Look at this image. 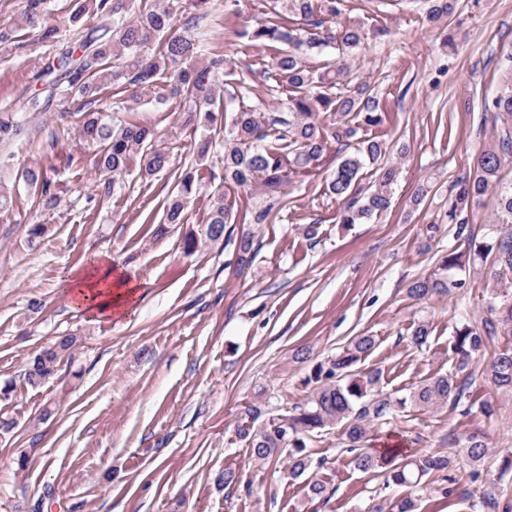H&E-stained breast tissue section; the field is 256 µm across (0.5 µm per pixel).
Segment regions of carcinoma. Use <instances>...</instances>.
I'll list each match as a JSON object with an SVG mask.
<instances>
[{
  "mask_svg": "<svg viewBox=\"0 0 512 512\" xmlns=\"http://www.w3.org/2000/svg\"><path fill=\"white\" fill-rule=\"evenodd\" d=\"M263 2L262 20L240 34L253 61L235 74L231 91L224 87V54L203 49L195 36V31L209 26L211 0H73L71 21L80 36L74 46L65 44L59 29L48 23L47 0H24L17 21L0 23V60L9 59L31 39L59 47L58 56L38 71L48 95L33 96L27 103L39 110L58 94L75 106L79 136L94 149L92 168L105 177L106 189L119 184L134 164L144 185L166 174L172 188L159 205L165 224L184 223L187 205L206 198L205 224L184 238L187 256L201 246L223 242L229 224L273 223L288 205L286 187L315 179L335 143L343 147L355 141L357 149L340 158L322 193L338 202L337 223L361 224L389 208L397 175L396 167L377 165L386 153V140L368 134L383 125L380 100L348 64L368 34L343 18L344 0ZM452 10V0H431L426 18L434 24ZM278 44L288 49H278ZM326 55L337 61L321 67L310 63ZM500 71L499 90L485 101L493 138L455 184L448 208L458 244L440 256L432 275L407 288L409 298L419 301L464 287L462 274L467 271L485 279L487 314L476 318L466 310L461 313L451 344L454 367L420 381L406 396L393 397L383 392L380 372L358 371L376 345L374 337L364 335L314 365L307 379L313 385L310 396L291 413L271 415L257 428L261 408H245L239 435L247 440L252 461L263 466L286 459L288 478L305 480L311 499H328L324 482L306 479L313 465H321L313 462L310 452L313 438L335 427L341 429L357 470L384 473L387 483L407 489L406 494L385 500L376 512H419L424 497H448L456 457L478 463L489 451L477 433L459 442L454 455L403 448L378 453L368 442L375 428L391 424L409 404L470 413V388L479 377L512 392L511 346L495 353L481 371L471 368L474 354L489 342L512 340V180L506 183L502 177L505 169L512 170V54ZM259 78L280 97L283 109L257 112L249 104ZM108 92L121 99L127 119L116 122L100 107ZM152 102L179 112L182 125L203 128L194 165H176L155 130L136 119L138 109ZM23 127L21 113L0 110L1 142L16 140ZM369 165L375 167V177L363 191L359 183ZM19 180L46 208L59 204L60 186L44 168L29 167ZM226 188H240L257 202L245 207L240 217V203L224 192ZM488 194L495 197V209L480 237L468 224V213ZM255 255L253 233L242 232L234 266L245 270ZM430 334L429 322L421 320L411 341L421 348ZM77 341L66 334L42 347L29 363L28 383L37 386L51 377L58 364L72 357ZM510 484L512 458L501 471L500 486L484 493L479 507L485 512H512Z\"/></svg>",
  "mask_w": 512,
  "mask_h": 512,
  "instance_id": "obj_1",
  "label": "carcinoma"
}]
</instances>
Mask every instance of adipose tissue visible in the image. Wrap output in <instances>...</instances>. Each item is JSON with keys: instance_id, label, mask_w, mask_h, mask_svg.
Listing matches in <instances>:
<instances>
[{"instance_id": "ef3b65f1", "label": "adipose tissue", "mask_w": 512, "mask_h": 512, "mask_svg": "<svg viewBox=\"0 0 512 512\" xmlns=\"http://www.w3.org/2000/svg\"><path fill=\"white\" fill-rule=\"evenodd\" d=\"M129 277L115 272L110 263L96 260L65 285L71 305L94 317H108L121 311L133 297Z\"/></svg>"}]
</instances>
